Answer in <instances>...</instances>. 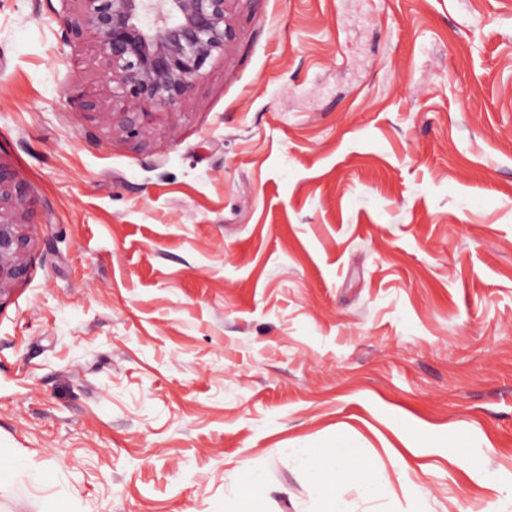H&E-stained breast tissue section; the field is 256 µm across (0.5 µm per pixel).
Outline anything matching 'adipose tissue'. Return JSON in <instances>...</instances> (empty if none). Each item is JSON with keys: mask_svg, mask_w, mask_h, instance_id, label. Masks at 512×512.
<instances>
[{"mask_svg": "<svg viewBox=\"0 0 512 512\" xmlns=\"http://www.w3.org/2000/svg\"><path fill=\"white\" fill-rule=\"evenodd\" d=\"M296 454L313 485L322 491V512H345L338 489L344 485L358 486L368 499L386 495V477L369 464L353 459L344 442L332 448H300Z\"/></svg>", "mask_w": 512, "mask_h": 512, "instance_id": "1", "label": "adipose tissue"}]
</instances>
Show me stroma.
Returning <instances> with one entry per match:
<instances>
[{"label":"stroma","instance_id":"obj_1","mask_svg":"<svg viewBox=\"0 0 512 512\" xmlns=\"http://www.w3.org/2000/svg\"><path fill=\"white\" fill-rule=\"evenodd\" d=\"M74 7L0 0V512H319L340 439L347 512H512V0H233L141 145ZM25 192L15 174L0 163V296L13 282L27 274L26 255L31 241L24 224L13 219V211L4 208L11 203L15 209L24 205ZM345 448L349 447L339 441L333 448L293 449L307 477L323 492L321 512H345L338 493V488L344 485L358 486L371 500L385 496L388 491L386 477L368 463L354 460ZM247 487V494L239 504L237 512H265L262 510L264 500L263 483L259 475L246 474L243 478Z\"/></svg>","mask_w":512,"mask_h":512}]
</instances>
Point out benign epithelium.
I'll return each mask as SVG.
<instances>
[{
    "label": "benign epithelium",
    "instance_id": "7a95c632",
    "mask_svg": "<svg viewBox=\"0 0 512 512\" xmlns=\"http://www.w3.org/2000/svg\"><path fill=\"white\" fill-rule=\"evenodd\" d=\"M64 40L88 38L97 46L119 110L93 98L80 111L118 125L141 143L152 133L155 113L146 105L172 108L183 103L203 77L205 64L224 54L234 39L229 22L232 0H74ZM25 192L15 174L0 165V296L27 274L31 241L13 219ZM10 203L13 209L4 204Z\"/></svg>",
    "mask_w": 512,
    "mask_h": 512
}]
</instances>
